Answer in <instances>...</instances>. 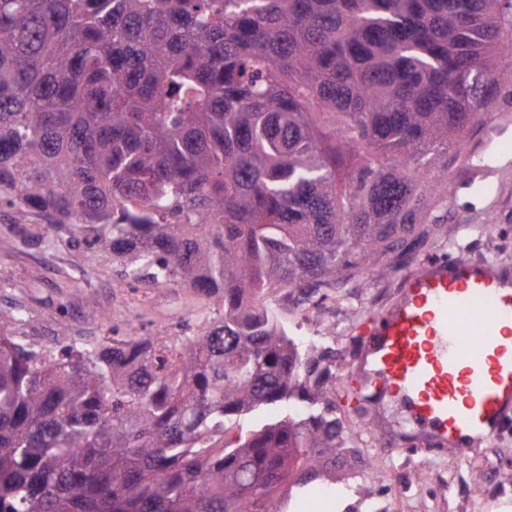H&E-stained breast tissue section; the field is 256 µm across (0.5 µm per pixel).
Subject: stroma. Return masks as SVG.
Wrapping results in <instances>:
<instances>
[{
	"label": "stroma",
	"mask_w": 512,
	"mask_h": 512,
	"mask_svg": "<svg viewBox=\"0 0 512 512\" xmlns=\"http://www.w3.org/2000/svg\"><path fill=\"white\" fill-rule=\"evenodd\" d=\"M498 91L488 117L466 132V152H448V201L435 210L437 234L409 258L391 254L389 269L370 272L341 288H322V303L276 313L301 347L318 337L319 348L336 354L337 415L356 436L362 460L337 466L300 496L299 512H512V434L479 444L467 458L453 449L429 455L395 451L393 428H407L400 399L374 409L368 387L355 373L361 311L378 312L399 295L404 278L426 259L461 251L512 267V63L502 62ZM28 215L0 205V309L23 307L42 344L56 342L59 327L70 338L95 340L109 328H165L176 335L216 318L210 298L191 288L128 284L121 267L101 247L47 250L21 237L17 223Z\"/></svg>",
	"instance_id": "stroma-1"
}]
</instances>
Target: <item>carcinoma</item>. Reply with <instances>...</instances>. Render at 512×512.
Segmentation results:
<instances>
[{"label": "carcinoma", "instance_id": "1", "mask_svg": "<svg viewBox=\"0 0 512 512\" xmlns=\"http://www.w3.org/2000/svg\"><path fill=\"white\" fill-rule=\"evenodd\" d=\"M512 0H0V200L193 288V336L47 348L0 311V512H285L352 448L269 288L427 238L430 151L489 111ZM356 167L344 184V156ZM298 400L233 448L225 422Z\"/></svg>", "mask_w": 512, "mask_h": 512}]
</instances>
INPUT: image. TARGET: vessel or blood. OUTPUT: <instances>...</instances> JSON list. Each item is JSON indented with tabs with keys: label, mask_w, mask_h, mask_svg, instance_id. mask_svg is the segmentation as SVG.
Listing matches in <instances>:
<instances>
[{
	"label": "vessel or blood",
	"mask_w": 512,
	"mask_h": 512,
	"mask_svg": "<svg viewBox=\"0 0 512 512\" xmlns=\"http://www.w3.org/2000/svg\"><path fill=\"white\" fill-rule=\"evenodd\" d=\"M363 350L372 397L402 398L415 434L466 456L512 420V270L455 254L419 266Z\"/></svg>",
	"instance_id": "vessel-or-blood-1"
}]
</instances>
